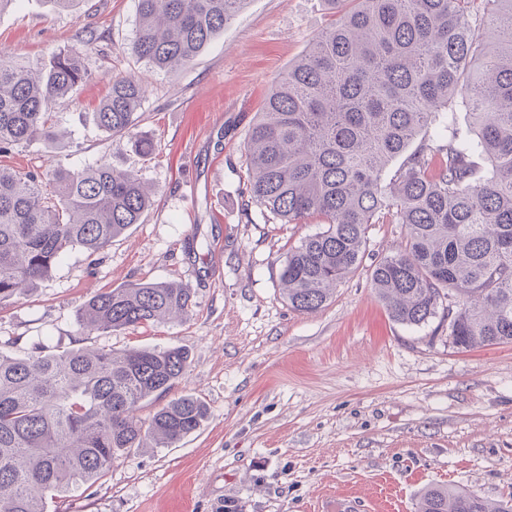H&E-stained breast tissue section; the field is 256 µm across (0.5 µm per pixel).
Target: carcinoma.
<instances>
[{"label": "carcinoma", "instance_id": "1", "mask_svg": "<svg viewBox=\"0 0 512 512\" xmlns=\"http://www.w3.org/2000/svg\"><path fill=\"white\" fill-rule=\"evenodd\" d=\"M246 0H137L131 52L151 69L190 63ZM328 0L335 22L269 90L248 131L251 199L283 224L315 215L327 228L289 250L279 281L288 306L313 313L363 263L367 226L388 215L406 228L372 261L375 294L393 320H448L461 351L512 344V0ZM497 16L492 32L484 16ZM88 76L77 51L36 63L0 54V154L57 142L49 105ZM144 84L112 79L95 126L137 135ZM460 111L469 126L456 122ZM398 160L390 181L383 173ZM152 192L107 160L44 172L0 167V304L47 281L71 253L89 257L141 222ZM191 289L174 282L107 288L77 314L112 333L182 318ZM179 347L61 353L41 342L0 351V512H44L104 477L150 436L169 448L200 429L196 398L168 401L149 422L140 404L185 374ZM416 512H512L456 487H429Z\"/></svg>", "mask_w": 512, "mask_h": 512}]
</instances>
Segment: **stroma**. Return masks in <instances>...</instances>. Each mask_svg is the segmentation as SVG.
Instances as JSON below:
<instances>
[{
    "label": "stroma",
    "instance_id": "1",
    "mask_svg": "<svg viewBox=\"0 0 512 512\" xmlns=\"http://www.w3.org/2000/svg\"><path fill=\"white\" fill-rule=\"evenodd\" d=\"M334 15L327 0H246L222 33L174 73L130 51L136 0H82L56 12L22 0L0 13V48L29 61L76 49L89 75L52 110L58 152L74 168L112 159L155 190L141 223L96 266L71 253L48 281L0 305V347L52 350L179 346L185 374L171 397L207 408L169 448H134L47 512H415L422 490L452 485L512 495V344L462 352L437 321L408 327L378 301L361 266L315 313L284 301L279 273L318 217L284 224L250 202L244 142L272 82ZM145 76L139 129L154 151L109 140L92 114L113 77ZM176 282L186 318L109 335L76 315L104 288Z\"/></svg>",
    "mask_w": 512,
    "mask_h": 512
}]
</instances>
